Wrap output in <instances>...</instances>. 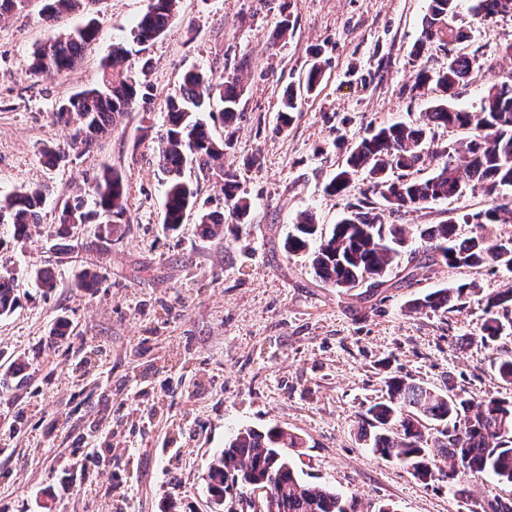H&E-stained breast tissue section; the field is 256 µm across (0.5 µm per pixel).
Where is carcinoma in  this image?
<instances>
[{"label":"carcinoma","mask_w":512,"mask_h":512,"mask_svg":"<svg viewBox=\"0 0 512 512\" xmlns=\"http://www.w3.org/2000/svg\"><path fill=\"white\" fill-rule=\"evenodd\" d=\"M31 0H0V21L25 10ZM459 0H429L422 20L420 39L413 47L417 58L436 48L460 44L467 38L453 25ZM473 19L480 23L499 15H512V0H472ZM96 0H42L41 14L55 26L70 13H87ZM180 0H149L137 22L133 37L145 44L165 34L178 13ZM100 39L97 19L85 16L84 23L49 38L32 53L33 73L65 72L73 69ZM313 63L306 75L305 91L314 92L321 83L329 59L320 46L309 49ZM125 50L112 46L103 61L97 86L83 89L59 105L55 116L65 123L76 122V144L91 150L108 133L115 116L139 107L150 109L151 94L123 67ZM480 68L477 54L448 53V64L438 71L421 66L412 90L431 84L444 94L415 124L394 123L380 127L358 139L348 150L345 164L336 172L327 189L340 195L352 177L363 172L373 193L391 210L421 209L449 197L462 195L470 182L493 192L512 186V72L488 88L478 112H467L448 104V98L465 85ZM243 87L241 78L227 77L215 84L198 70H188L179 94L167 98L165 133L159 141L158 164L167 176L162 209L163 224L175 230L187 211L195 207L197 186L184 178V168L193 164L203 176L222 178L224 210L201 211L199 234L217 239L226 221L242 224L250 214V201L241 193L236 171L224 168V152L231 139L216 141L207 123L200 118L210 99L223 103L218 118L230 125L239 115ZM298 95L289 89L277 113L276 128L284 131L293 123ZM472 128V136L441 146L434 143L437 128ZM436 162L433 173L417 178L414 173L426 162ZM89 188L99 210H87L77 197L66 202L59 214L54 236L66 239L83 224H91L102 210L112 223L97 226L98 237L109 240L112 225L125 222L127 213L121 175L111 169L93 176ZM47 191L22 188L0 205L8 213L13 237L26 240L36 223ZM470 226V233L458 237V225ZM498 224H512V204L500 203L484 211L450 216L440 224L408 228L385 224L380 213L367 203L347 205L331 232L323 234L313 216L305 214L293 225L285 249L288 255L310 257L311 269L322 282L340 292L363 285L379 288L393 269L401 267L403 255L422 256L421 267L444 263L449 266L487 268L512 273V238L492 233ZM484 306L485 319L479 339L494 345L507 329H512V288L483 295L473 284L440 288L410 300L415 310L437 313L458 309L470 299ZM18 302L14 274L0 273V316L10 314ZM387 398L371 403L362 414L373 428L361 432V439L380 457L412 470L414 476L431 480L441 462L448 463V478L473 482L485 476L512 484V402L490 396L478 404L459 393H444L414 383L403 376L386 382ZM301 438L284 429L263 431L253 428L233 433L208 467V493L213 504L224 506V498L240 500L250 490L261 491L264 512H357L355 501L333 488L301 479L283 455L284 448H298Z\"/></svg>","instance_id":"carcinoma-1"}]
</instances>
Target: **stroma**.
Instances as JSON below:
<instances>
[{"label": "stroma", "mask_w": 512, "mask_h": 512, "mask_svg": "<svg viewBox=\"0 0 512 512\" xmlns=\"http://www.w3.org/2000/svg\"><path fill=\"white\" fill-rule=\"evenodd\" d=\"M149 0H100L99 43L63 74L34 76L27 65L52 36L39 0L0 23V198L16 188H47L31 236L15 241L0 225V264L15 274L19 302L0 317V374L24 361L23 381L0 383V512H211L208 464L229 433L273 426L297 433L288 451L300 477L355 497L359 512H482L512 505V485L488 477L455 495L445 475L422 480L374 454L360 438V413L386 395L398 374L436 391L479 401H512V385L493 367L512 354V335L493 346L477 335V301L450 312H411L409 300L474 283L489 294L512 273L444 264L404 280L394 270L379 288L337 295L315 277L305 255L283 249L299 213L331 231L348 204L365 199L388 224H438L512 200V187L466 190L410 212L388 213L365 175L341 196L326 192L347 149L369 130L421 120L439 98L411 92L419 65L448 63L444 49L416 60L412 49L428 0H181L167 33L144 45L131 31ZM287 38L274 39L282 17ZM124 67L149 87L150 111L116 116L112 131L85 152L55 118L59 102L94 85L113 45ZM512 15L475 27L465 50L479 69L453 103L476 112L485 89L512 72ZM319 46L331 59L315 93L301 94L288 131L276 117L288 86L304 80ZM149 68H142V57ZM249 62L239 70L240 59ZM191 69L214 82L243 76L240 115L224 165L236 170L252 202L223 240L202 238L196 211L177 230L163 225L166 176L157 164L165 100ZM65 150L56 167L44 145ZM117 170L127 195L119 238L104 243L95 225L50 236L61 201L89 198V181ZM96 269L95 288L75 276ZM51 270L57 286L38 288Z\"/></svg>", "instance_id": "35a3bbf8"}]
</instances>
